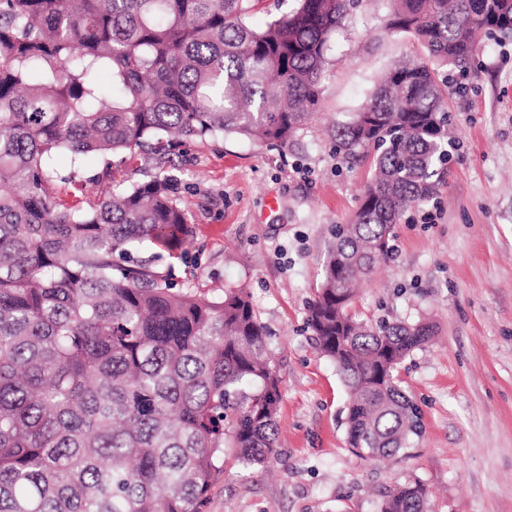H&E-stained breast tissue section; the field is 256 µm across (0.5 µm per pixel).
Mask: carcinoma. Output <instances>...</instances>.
Masks as SVG:
<instances>
[{"label": "carcinoma", "mask_w": 512, "mask_h": 512, "mask_svg": "<svg viewBox=\"0 0 512 512\" xmlns=\"http://www.w3.org/2000/svg\"><path fill=\"white\" fill-rule=\"evenodd\" d=\"M262 2L0 0V512H201L225 449L245 469L276 458L280 379L249 293L209 299L157 265L191 245L175 176L102 185L85 207L101 179L74 168L224 137L287 147L317 118L329 41L355 0H296L254 26ZM390 2L388 27L427 58L392 65L336 125V154L372 153L374 175L333 229L307 312L347 389L348 446L369 460L421 434L397 370L433 329L357 319L355 285L393 258L396 224L447 171L439 70L465 73L482 38L512 37V0ZM426 504L407 482L379 512Z\"/></svg>", "instance_id": "carcinoma-1"}]
</instances>
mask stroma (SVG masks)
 I'll use <instances>...</instances> for the list:
<instances>
[{
	"label": "stroma",
	"instance_id": "stroma-1",
	"mask_svg": "<svg viewBox=\"0 0 512 512\" xmlns=\"http://www.w3.org/2000/svg\"><path fill=\"white\" fill-rule=\"evenodd\" d=\"M388 0H357L332 38L319 118L282 150L227 138L179 147L194 248L174 261L178 287L207 297L246 287L281 379L279 456L271 469L227 460L202 512H377L396 486L421 482L428 512H512V38L484 41L448 83L456 148L436 203L396 226L397 253L352 305L369 320L432 325L401 364L422 434L395 461L349 450L346 388L306 325L335 225L350 223L373 168L332 148L336 123L404 57Z\"/></svg>",
	"mask_w": 512,
	"mask_h": 512
}]
</instances>
